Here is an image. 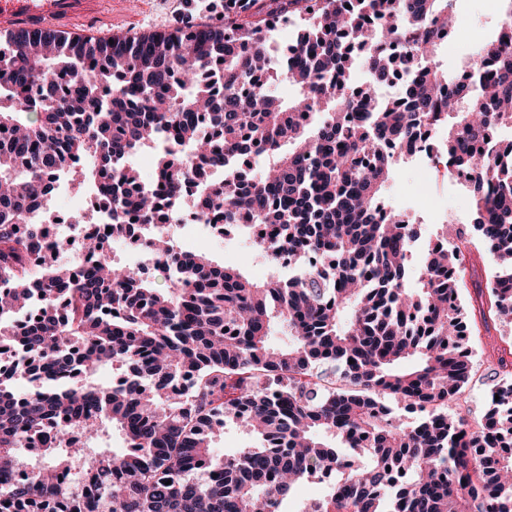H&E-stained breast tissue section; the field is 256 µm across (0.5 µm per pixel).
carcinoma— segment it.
I'll return each mask as SVG.
<instances>
[{
	"mask_svg": "<svg viewBox=\"0 0 512 512\" xmlns=\"http://www.w3.org/2000/svg\"><path fill=\"white\" fill-rule=\"evenodd\" d=\"M244 2L219 23L161 32L0 35V312L42 306L21 333L0 320L10 364L0 369V512H283L296 485L321 473L335 484L299 512H512V452L498 448L512 437V372L498 348L489 358L507 381L481 426L448 411L469 382L475 322L459 302V252L428 249L410 288L417 232L380 215L420 128L444 129L448 166L474 177L477 240L502 268L489 316L512 317V142L482 148L493 127L512 126V50L482 43L459 97L441 100L454 80L439 58L453 0ZM279 19L298 28L288 60L266 47ZM384 43L407 48L396 97L384 94L396 68ZM360 66L364 86L351 81ZM280 79L298 86L295 100L273 94ZM252 144L264 165L245 189L201 167L236 163ZM146 147L162 195L130 163ZM88 157L93 167L71 176L107 186L96 208L112 215L113 234L127 231L125 213L148 224L198 179L204 209L242 233L273 228L258 251L274 267L288 254L298 274L257 282L202 253L178 256L146 226L142 246L168 270L164 288L113 266L92 236L80 270L32 265L46 233L22 230L25 215L66 161ZM310 253L335 266H311ZM276 332L288 344L273 346ZM108 364L118 381L103 386L93 377ZM186 373L194 380L178 395L171 385ZM23 374L31 386L18 403ZM388 399L424 416L403 424ZM243 410L253 444L217 454L224 430L209 420ZM109 427L125 450L79 463ZM32 439L43 452L30 464L20 449ZM338 441L363 461L350 463ZM400 469L405 479L391 482Z\"/></svg>",
	"mask_w": 512,
	"mask_h": 512,
	"instance_id": "obj_1",
	"label": "carcinoma"
}]
</instances>
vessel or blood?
<instances>
[{
	"mask_svg": "<svg viewBox=\"0 0 512 512\" xmlns=\"http://www.w3.org/2000/svg\"><path fill=\"white\" fill-rule=\"evenodd\" d=\"M93 23L111 25V0H0V32L51 27L76 35Z\"/></svg>",
	"mask_w": 512,
	"mask_h": 512,
	"instance_id": "obj_1",
	"label": "vessel or blood"
}]
</instances>
